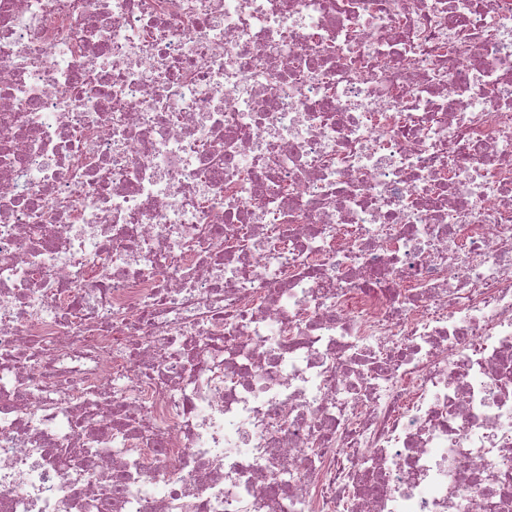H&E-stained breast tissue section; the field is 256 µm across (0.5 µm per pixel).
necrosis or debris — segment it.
Returning a JSON list of instances; mask_svg holds the SVG:
<instances>
[{
    "label": "necrosis or debris",
    "instance_id": "necrosis-or-debris-1",
    "mask_svg": "<svg viewBox=\"0 0 512 512\" xmlns=\"http://www.w3.org/2000/svg\"><path fill=\"white\" fill-rule=\"evenodd\" d=\"M0 512H512V0H0Z\"/></svg>",
    "mask_w": 512,
    "mask_h": 512
}]
</instances>
